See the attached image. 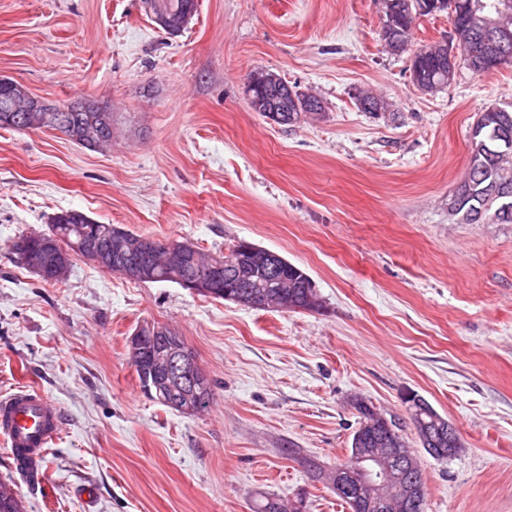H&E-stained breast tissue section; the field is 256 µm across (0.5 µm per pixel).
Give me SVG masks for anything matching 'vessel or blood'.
<instances>
[{
    "instance_id": "obj_1",
    "label": "vessel or blood",
    "mask_w": 512,
    "mask_h": 512,
    "mask_svg": "<svg viewBox=\"0 0 512 512\" xmlns=\"http://www.w3.org/2000/svg\"><path fill=\"white\" fill-rule=\"evenodd\" d=\"M62 430L60 409L40 390L23 386L0 399V438L33 473Z\"/></svg>"
}]
</instances>
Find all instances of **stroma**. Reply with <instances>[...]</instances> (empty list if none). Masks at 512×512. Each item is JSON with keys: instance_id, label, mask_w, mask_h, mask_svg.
I'll use <instances>...</instances> for the list:
<instances>
[{"instance_id": "obj_1", "label": "stroma", "mask_w": 512, "mask_h": 512, "mask_svg": "<svg viewBox=\"0 0 512 512\" xmlns=\"http://www.w3.org/2000/svg\"><path fill=\"white\" fill-rule=\"evenodd\" d=\"M384 18L383 0H198L173 36L146 0H0V78L112 115L104 151L0 128V397L41 389L63 421L37 479L0 441L24 512H251L260 491L349 512L306 462L348 460L356 395L417 446L409 392L464 443L422 455L426 512H512V224L448 219L475 119L512 106V65L421 92ZM257 68L321 117L253 111ZM362 90L389 111H360ZM71 209L206 254L254 243L305 271L322 307L249 308L78 256L43 282L12 244ZM153 322L215 381L201 414L143 393L127 339ZM436 427L438 429V434H439L440 438L442 439V441L445 440L447 437H448V440L445 443L440 444L439 446L433 447V448H437L435 453H431L428 449L423 447L421 445V443L419 442L420 445L422 446L421 448L427 454H429L430 456H432L436 459L444 460V459H448V458L455 456L461 450V448H463V445H461L458 448H452L451 450H448V445L452 444V443H460L461 442L460 433L451 423L445 421L442 418L436 419Z\"/></svg>"}]
</instances>
